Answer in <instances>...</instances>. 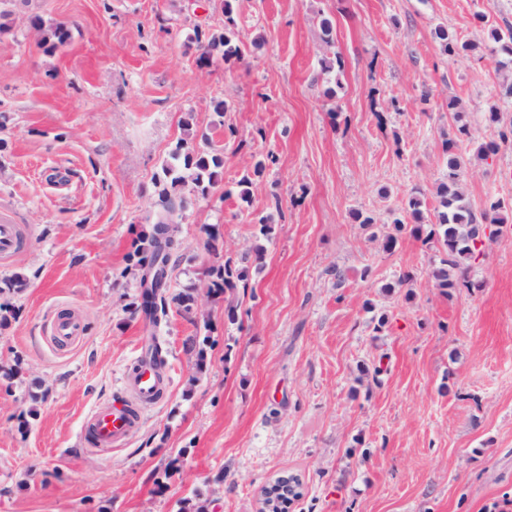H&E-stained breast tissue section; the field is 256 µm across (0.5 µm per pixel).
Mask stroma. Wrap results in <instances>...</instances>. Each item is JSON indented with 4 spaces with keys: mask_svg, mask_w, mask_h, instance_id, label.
Segmentation results:
<instances>
[{
    "mask_svg": "<svg viewBox=\"0 0 512 512\" xmlns=\"http://www.w3.org/2000/svg\"><path fill=\"white\" fill-rule=\"evenodd\" d=\"M227 2L249 49L199 64L194 31L223 30ZM33 15L66 24L68 43L44 51ZM9 22L0 212L25 239L0 279L28 286L0 325V512H179L187 497L262 512L283 475L300 481L288 512H483L512 499V216L471 263L470 289L438 288L435 249L409 231L384 248L413 190L435 218L449 99L476 141L498 136L486 112L512 121L497 94L512 65L489 39L512 26V0H18ZM440 26L475 52L448 57ZM334 57L342 72H322ZM217 99L228 110L215 129ZM208 135L223 180L177 226L171 287L201 291L209 321L172 306L155 326L135 311L127 256L170 152ZM466 160L475 210L512 203V144ZM227 261L246 280L205 296L204 269ZM60 310L83 319L69 348L47 330ZM205 335L199 375L188 341ZM153 337L167 352L162 399L111 456L86 449L84 417L112 402Z\"/></svg>",
    "mask_w": 512,
    "mask_h": 512,
    "instance_id": "35a3bbf8",
    "label": "stroma"
}]
</instances>
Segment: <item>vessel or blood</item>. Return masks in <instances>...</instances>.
<instances>
[{
  "label": "vessel or blood",
  "mask_w": 512,
  "mask_h": 512,
  "mask_svg": "<svg viewBox=\"0 0 512 512\" xmlns=\"http://www.w3.org/2000/svg\"><path fill=\"white\" fill-rule=\"evenodd\" d=\"M18 247L17 226L8 216H0V257L8 258ZM53 342L67 347L83 335L78 317L54 315L50 321ZM159 369L150 362H137L122 382L123 396L112 404L92 409L81 428L85 446L101 455L124 443L139 427L144 410L159 400Z\"/></svg>",
  "instance_id": "b4317fda"
}]
</instances>
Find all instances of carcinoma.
Returning <instances> with one entry per match:
<instances>
[{
	"label": "carcinoma",
	"mask_w": 512,
	"mask_h": 512,
	"mask_svg": "<svg viewBox=\"0 0 512 512\" xmlns=\"http://www.w3.org/2000/svg\"><path fill=\"white\" fill-rule=\"evenodd\" d=\"M226 20L224 31L205 33L196 31L195 36L200 49L198 60L204 64L215 57L224 60L239 59L243 56L241 42L235 31V20L231 17L230 3H224ZM31 26L40 35V42L47 51H55L68 43L71 38L69 28L64 24L45 25L35 16ZM444 53L452 57L473 50V46L460 41L456 35L445 29L436 31ZM495 43L494 51L505 56L512 63V26L506 29L493 28L489 32ZM448 111L453 113L456 132L444 144L448 155L447 181L440 185L438 191V223L424 228L421 224L422 201L417 195L408 199V210L416 224L410 227V233L422 240L424 244H434L443 252L441 267L433 270L432 275L441 288H472L468 277L467 262L477 260L481 255L483 237L495 235L499 230L487 231L489 224H502L504 218L500 210L506 208L503 201L491 203L489 209L477 214L459 190L458 182L462 171L459 150L473 140L474 130L464 120V113L459 111L456 100L448 101ZM512 140V128L499 132V140H489L479 146L478 153L484 157L498 153L500 144ZM276 163V157L269 154L266 159L256 162L253 175L244 176L240 181L242 196L249 194L252 177L263 175L268 165ZM224 167V146L216 148L194 149L184 141L178 143L171 153V160L162 166V175L155 179L157 201L155 202V221L150 232L140 235L138 244L128 256L127 271L139 281L140 310L152 325H158L159 315L166 314V308L173 304L187 314H196L202 319L207 315L199 304V294L195 289L177 293L170 291V262L177 219L183 216L190 197L205 198L221 181ZM212 276L207 293H218L234 286V281H242L246 270L236 268L226 262L209 270ZM209 337L193 339L190 351L195 354L196 372L202 373L206 368Z\"/></svg>",
	"instance_id": "cac0c4a2"
}]
</instances>
